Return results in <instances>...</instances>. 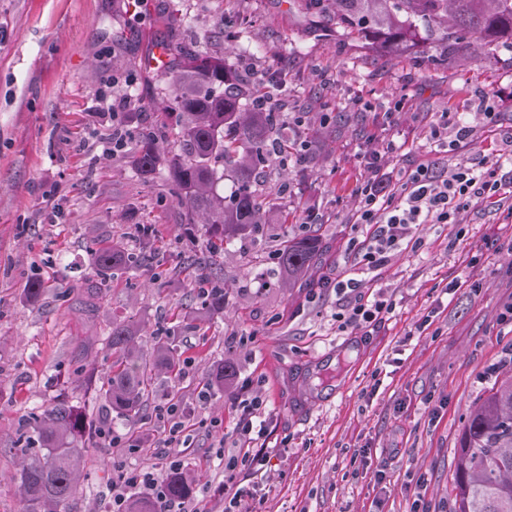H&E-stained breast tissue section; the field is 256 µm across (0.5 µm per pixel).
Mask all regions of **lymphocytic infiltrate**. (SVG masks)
Instances as JSON below:
<instances>
[{
    "label": "lymphocytic infiltrate",
    "mask_w": 512,
    "mask_h": 512,
    "mask_svg": "<svg viewBox=\"0 0 512 512\" xmlns=\"http://www.w3.org/2000/svg\"><path fill=\"white\" fill-rule=\"evenodd\" d=\"M512 160V149L498 152L495 160L460 163L452 167L427 162L391 172L378 159L368 166L371 177L357 191L355 220L369 226L371 246L359 256L370 269L386 265L392 252L409 245L419 226L452 224L458 213L472 204L499 197L505 183L498 176L504 160ZM336 319L341 328L363 329L391 313L395 300L379 293L365 297L356 280L334 282Z\"/></svg>",
    "instance_id": "lymphocytic-infiltrate-1"
}]
</instances>
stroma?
Here are the masks:
<instances>
[{"mask_svg": "<svg viewBox=\"0 0 512 512\" xmlns=\"http://www.w3.org/2000/svg\"><path fill=\"white\" fill-rule=\"evenodd\" d=\"M0 0V512H17L23 418L67 396L92 415L94 389L75 369L86 353L98 371L112 362L102 340L113 318L148 332L170 328L190 365L158 377L147 401L140 447L93 451L69 512H111L116 467L140 469L180 458L198 481L200 512H222L226 457L237 454L236 406L257 397L268 465L243 467L256 512H449L455 450L469 411L512 368V203L479 202L456 223L423 225L418 248L369 271L348 255L355 194L366 160L407 168L434 148L432 126L467 112L476 131L449 163L492 155L512 133V41L466 61L444 58L423 39L401 55L345 37L335 20L303 0ZM160 42L172 65L190 54L223 57L242 85L281 86L278 109L298 162L280 184L287 224L263 225L221 256L205 238L186 247L185 211L162 173L144 177L133 160L139 134L163 127L171 96L145 61ZM130 107L108 112L103 98ZM495 121L484 124V98ZM124 141L112 146L113 130ZM154 225L159 264L133 285L116 280L94 317L79 309L93 277L95 241L135 245V227ZM319 225L324 258L314 275L354 277L365 294L393 293L380 323L338 332L333 290L285 288L273 273L284 232ZM263 262H256V255ZM227 288L224 312L206 332L175 327L193 282L185 267ZM44 282L37 301L23 293ZM235 366L225 392L206 379L218 362ZM182 419L171 433L168 408ZM224 455H217V447Z\"/></svg>", "mask_w": 512, "mask_h": 512, "instance_id": "35a3bbf8", "label": "stroma"}]
</instances>
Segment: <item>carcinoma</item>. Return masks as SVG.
<instances>
[{"label": "carcinoma", "instance_id": "obj_1", "mask_svg": "<svg viewBox=\"0 0 512 512\" xmlns=\"http://www.w3.org/2000/svg\"><path fill=\"white\" fill-rule=\"evenodd\" d=\"M336 25L349 34L368 38L381 49L406 47L417 34L444 55L464 54L470 45L490 46L512 40V0H334ZM173 121L176 148L166 161L168 178L185 209L184 240L195 242L194 217L209 230L218 252L232 240L251 236L262 224L274 221V209L255 188L263 168L275 162L286 166L292 146L282 133L283 117L273 108L241 102L244 92L222 58L194 55L172 74ZM158 149L152 138L141 140L134 159L137 171L157 170ZM232 178L230 195L216 184ZM138 248L122 241L99 243L92 249L94 276L101 284L144 267L155 251L152 225L138 228ZM322 258L317 234H287L274 252L276 272L283 286L299 287ZM226 292L215 283L197 289L198 303L188 327L197 329L224 311ZM144 328L131 319L112 321L106 346L112 351V370L95 387L104 414L95 418L78 413L58 398L42 413L27 416L23 429L32 430L42 453L26 457L19 473V512H63L76 493L85 456L100 447L109 434L111 414L130 425L129 439L140 443L136 425L159 374L178 377L183 360L156 333L151 347L142 344ZM452 512H512V369L503 373L488 394L470 410L455 457ZM192 478L181 470L164 481L163 497L130 496L125 512H165L168 503L187 500Z\"/></svg>", "mask_w": 512, "mask_h": 512}]
</instances>
